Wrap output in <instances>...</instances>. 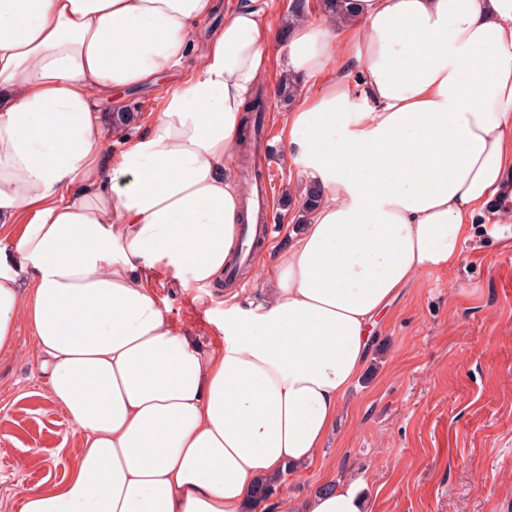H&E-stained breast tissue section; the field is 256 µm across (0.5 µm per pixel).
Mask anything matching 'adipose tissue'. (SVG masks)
I'll list each match as a JSON object with an SVG mask.
<instances>
[{
  "label": "adipose tissue",
  "mask_w": 512,
  "mask_h": 512,
  "mask_svg": "<svg viewBox=\"0 0 512 512\" xmlns=\"http://www.w3.org/2000/svg\"><path fill=\"white\" fill-rule=\"evenodd\" d=\"M214 0H0V350L32 329L82 450L20 512H245L318 457L401 289L462 259L490 200L512 220V0H354L302 18L288 65L326 75L280 112L321 200L264 299L224 294V347L165 316L146 269L222 282L243 214L230 161L268 68L260 9L191 37ZM199 64L113 151V91ZM305 512H367L358 481Z\"/></svg>",
  "instance_id": "obj_1"
}]
</instances>
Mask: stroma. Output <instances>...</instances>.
I'll return each mask as SVG.
<instances>
[{"label": "stroma", "instance_id": "35a3bbf8", "mask_svg": "<svg viewBox=\"0 0 512 512\" xmlns=\"http://www.w3.org/2000/svg\"><path fill=\"white\" fill-rule=\"evenodd\" d=\"M253 2L264 25L276 30L291 0H215L201 33ZM266 51L264 137L236 154L233 168L241 170L252 156L273 174L265 215L274 229L266 245L278 248L311 175L272 119L284 109L274 92L289 71L288 44L274 39ZM173 81L166 75L120 92L119 108L136 120L113 133V150L146 129ZM463 252L460 265L424 275L379 316L372 352L332 438L318 458L288 476L270 500L272 512H302L325 482L358 478L368 512H512V222L481 208ZM151 275L169 321L202 350L223 349V289L160 267ZM50 389L32 330L18 322L11 348L0 351V512H19L23 488L59 482L82 447Z\"/></svg>", "mask_w": 512, "mask_h": 512}]
</instances>
